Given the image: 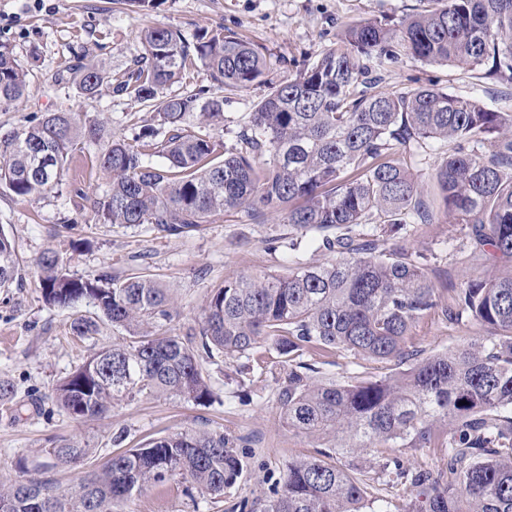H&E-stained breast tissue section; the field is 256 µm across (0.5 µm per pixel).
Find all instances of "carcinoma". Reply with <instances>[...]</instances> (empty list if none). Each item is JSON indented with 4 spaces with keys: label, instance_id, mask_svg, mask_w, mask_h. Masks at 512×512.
I'll return each mask as SVG.
<instances>
[{
    "label": "carcinoma",
    "instance_id": "carcinoma-1",
    "mask_svg": "<svg viewBox=\"0 0 512 512\" xmlns=\"http://www.w3.org/2000/svg\"><path fill=\"white\" fill-rule=\"evenodd\" d=\"M435 7L400 18L369 19L347 28L343 46L324 53L274 87L238 135L224 148L188 129L224 121V97L196 105L193 96H158L165 85L201 63L221 91H246L263 81L267 62L252 44L202 30L187 40L156 27L141 35L136 69L117 77L98 61L70 68L87 98L103 86L156 111L168 136L152 128L130 140L105 137L104 121L81 122L74 112H48L37 123L0 136V185L36 197L59 185L75 153L98 144L96 162L111 179L93 200L103 224H150L168 236L197 232L227 209L249 220L269 216L288 225V249L307 234L331 260L295 263L285 275H243L215 288L199 329L152 334L171 318L172 297L153 275L92 278L64 272V260L41 257L47 302L71 307L89 300L113 325L122 343L103 347L54 390L58 405L75 418L98 417L112 405L144 393L183 397L198 405L214 399L201 358L249 357L270 342L285 376L277 400L289 429L333 436L319 457L288 463L281 490L263 512H366L365 483L336 456L369 447L429 448L433 423L451 427L448 483L426 495L425 512H512V272L464 282L448 306L425 272L427 258L397 244L413 215L432 223L422 188L396 154L429 141L455 144L435 174L445 212L472 225L478 244L512 261V115L481 100L436 88L386 95L381 75L364 60L395 63L410 56L456 65L512 88V0H433ZM27 73L13 48L0 43V110L19 101ZM491 151H481L485 144ZM265 153L264 167L252 155ZM158 155L167 166L157 168ZM14 248L0 227V288L18 275ZM441 309L450 321L469 317L488 330L454 351L415 361L379 379L337 381L318 377L299 357L308 347L338 349L379 361L414 356L412 328ZM466 404H461V401ZM93 449L61 439L45 449L44 468L76 465ZM242 465L221 431L190 430L153 438L112 453L96 472L66 493L49 479L29 477L0 488V512H119L148 484L174 473L197 490L220 495L240 477Z\"/></svg>",
    "mask_w": 512,
    "mask_h": 512
}]
</instances>
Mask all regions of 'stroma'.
Segmentation results:
<instances>
[{
  "label": "stroma",
  "instance_id": "stroma-1",
  "mask_svg": "<svg viewBox=\"0 0 512 512\" xmlns=\"http://www.w3.org/2000/svg\"><path fill=\"white\" fill-rule=\"evenodd\" d=\"M430 0H162L142 11L122 0H0V42L10 44L29 85L13 107L0 111V135L21 129L48 112L67 109L81 118H99L116 139L138 133L154 113L139 101L101 89L88 99L69 79L66 67L86 59L105 60L111 73L132 71L143 51V30L162 26L193 38L202 29L224 28L259 48L267 60L263 83L231 95L224 103L223 124L209 127L214 140L232 146L249 125L255 104L271 85L286 80L322 53L340 46L344 28L375 18H398L424 12ZM385 94L433 87L457 97L482 99L490 108L512 115V92L487 90L473 71L444 64H425L409 57L384 63ZM96 146L76 154L57 188L38 198H21L0 187V228L11 238L19 275L8 290H0V377L11 380L14 402H0V486L29 475L54 481L59 491L70 490L87 472L86 466L44 469L45 448L58 438L73 439L93 449L95 463L114 450L112 438L124 434L125 447L147 439L186 430H221L232 440L243 471L236 483L213 497L200 493L180 475H171L126 502L123 512H262L265 500L282 486L290 461L318 456L330 446L319 439L288 430L277 403L284 370L256 348L261 363L241 373L242 359H203L215 394L209 406L176 396L140 394L115 404L105 416L73 418L52 399L55 384L81 366L98 349L121 339V329L102 317L89 301L70 308L45 302L39 280L40 257L49 251L63 258L66 270L92 277L102 270L116 275L147 272L170 289L174 300L171 320L161 331L180 334L198 326L213 288L244 274L287 273L293 260L322 263L327 253L305 243L302 251L272 250L268 240L287 237V225L277 218L255 223L231 211L200 231L183 237L166 236L149 226L98 223L92 208L109 181L95 161ZM448 156L443 141L429 142L425 151H403L399 159L417 176L423 197L434 212L430 224H409L403 232L407 248L428 256V276L448 302L471 277L498 275L512 263L480 250L468 225L456 223L438 200L433 178ZM82 318L95 322L86 337L71 325ZM486 329L465 319L446 320L435 312L413 329L419 357L466 345ZM303 361L317 364L324 378L347 381L378 378L404 370L398 361L377 362L341 350L307 349ZM438 445L429 448H370L352 458L357 477L365 482L376 512H419L422 498L410 476L448 473L450 427L438 422ZM398 458L407 476L386 474L385 458Z\"/></svg>",
  "mask_w": 512,
  "mask_h": 512
}]
</instances>
